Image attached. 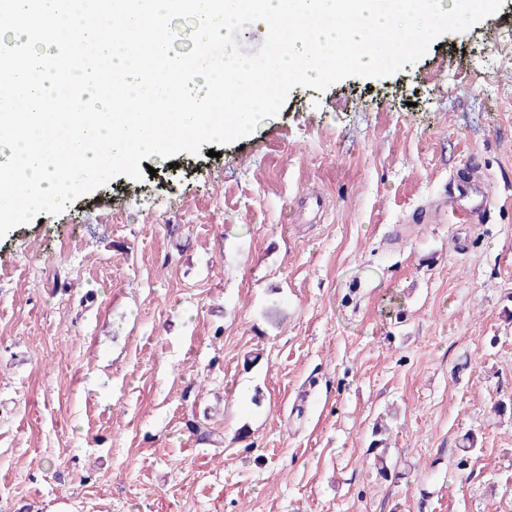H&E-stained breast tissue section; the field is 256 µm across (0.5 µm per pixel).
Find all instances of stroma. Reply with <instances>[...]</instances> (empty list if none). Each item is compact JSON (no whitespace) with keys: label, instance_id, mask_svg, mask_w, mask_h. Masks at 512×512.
<instances>
[{"label":"stroma","instance_id":"35a3bbf8","mask_svg":"<svg viewBox=\"0 0 512 512\" xmlns=\"http://www.w3.org/2000/svg\"><path fill=\"white\" fill-rule=\"evenodd\" d=\"M510 28L1 237L0 512H512ZM466 193L471 194L476 200L477 204L472 208L453 209L452 212H457L462 222L471 224L473 217L478 214V210H483L488 204V193L485 186L481 183H475L466 189Z\"/></svg>","mask_w":512,"mask_h":512}]
</instances>
